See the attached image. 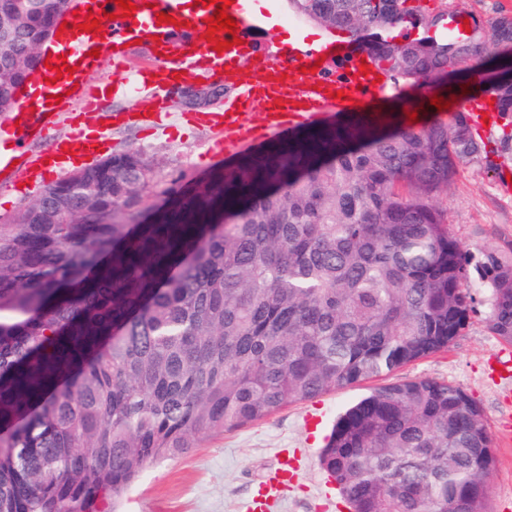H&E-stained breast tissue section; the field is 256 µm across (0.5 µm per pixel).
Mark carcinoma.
<instances>
[{"label": "carcinoma", "mask_w": 512, "mask_h": 512, "mask_svg": "<svg viewBox=\"0 0 512 512\" xmlns=\"http://www.w3.org/2000/svg\"><path fill=\"white\" fill-rule=\"evenodd\" d=\"M396 86L490 97L512 129V15L466 35L422 0H290ZM0 112L73 0H9ZM404 112L309 134L190 183L138 152L45 187L0 220V512H118L155 464L285 406L448 349L477 306L512 342V243L468 251L439 202L459 168L512 152L463 113ZM320 462L350 512H485L496 455L481 409L432 378L336 420Z\"/></svg>", "instance_id": "carcinoma-1"}]
</instances>
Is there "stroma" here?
<instances>
[{
  "instance_id": "35a3bbf8",
  "label": "stroma",
  "mask_w": 512,
  "mask_h": 512,
  "mask_svg": "<svg viewBox=\"0 0 512 512\" xmlns=\"http://www.w3.org/2000/svg\"><path fill=\"white\" fill-rule=\"evenodd\" d=\"M271 9L278 25L259 33L257 42L277 49L283 33L311 34L314 39L346 41L345 33L328 30L296 14L288 0H258ZM148 97L107 96L89 122L108 130L107 153L138 151L159 161L167 175L201 177L225 163L214 146L213 132L196 124L195 106L173 99L170 116L154 131H145L138 114L148 112ZM497 171L482 165L462 168L441 195L447 208L448 230L463 246L506 248L512 243V192L500 180L512 171V156L497 160ZM487 307L471 314L465 329L447 351L406 365L390 382L435 378L464 389L480 407L495 449L497 465L486 512H503L512 501V445L500 441V422L512 408V390L492 373L505 343L488 327ZM371 382L339 388L320 396L321 423L316 433L304 428L309 402L289 405L252 425L224 432L177 459L148 469L126 492L123 512H248L259 485L266 479L283 448H300L306 459L287 491L269 512H325L323 493L331 479L320 463V451L336 417L366 394Z\"/></svg>"
}]
</instances>
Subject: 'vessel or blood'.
I'll list each match as a JSON object with an SVG mask.
<instances>
[{"label":"vessel or blood","instance_id":"1","mask_svg":"<svg viewBox=\"0 0 512 512\" xmlns=\"http://www.w3.org/2000/svg\"><path fill=\"white\" fill-rule=\"evenodd\" d=\"M115 0H83V12L101 21V30L91 33L70 28L56 36L49 49L51 58L65 57L67 73L56 75L45 69L35 74L29 92L14 112L0 121V172L13 171L14 187L36 186L46 177L63 172L77 158L97 155L103 135L82 123L81 113L96 111L101 94L87 76L97 70L104 57H111L116 86L129 97L151 89L150 123L157 124L170 108V98L181 82L195 78L199 70L220 75L235 68L237 94L225 102L223 111L204 113L199 121L215 131L225 152L251 145L296 126H305L318 135L326 119L337 112L357 115L364 112L365 101L383 95L376 81L377 69L362 73L366 56L344 46H319L307 39H297L280 46L258 67L244 66L255 46L248 33L275 26L277 18L267 8H257L256 0H232L226 12L238 27L237 33H223L231 49L219 52L202 39L200 32L215 5L197 4L196 0H149L148 6L135 10L132 17L118 18ZM171 16L168 24L159 16ZM138 43L158 65L151 71L127 72L125 48ZM99 56H92V49ZM459 108L477 132L499 125L498 113L488 112L482 99L463 98ZM260 119L259 129L249 128L247 113ZM66 135H59L60 126ZM40 140L43 148L33 154L31 140ZM298 470L297 457L281 454L273 475L261 487L251 505V512H266L268 502L292 482Z\"/></svg>","mask_w":512,"mask_h":512}]
</instances>
